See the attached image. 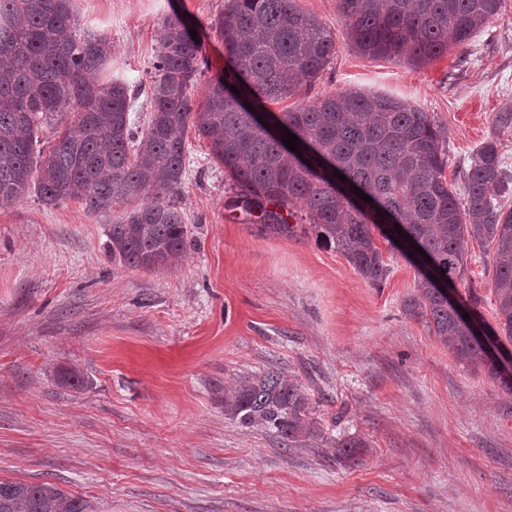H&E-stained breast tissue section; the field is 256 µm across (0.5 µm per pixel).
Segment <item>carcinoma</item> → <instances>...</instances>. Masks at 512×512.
<instances>
[{
	"label": "carcinoma",
	"mask_w": 512,
	"mask_h": 512,
	"mask_svg": "<svg viewBox=\"0 0 512 512\" xmlns=\"http://www.w3.org/2000/svg\"><path fill=\"white\" fill-rule=\"evenodd\" d=\"M341 2L348 37L360 53L414 65L468 43L501 4ZM212 27L224 42L227 72L209 82L195 109L191 89L204 65L199 41L190 35L195 26L176 13L165 19L154 73L142 90L150 117L139 131L131 119L139 90L123 77L103 75L108 39L79 32L72 0H0V53L6 57L0 64V207L31 189L47 204L80 200L94 214L139 197L138 206L112 221V259L132 268H166L186 247L187 224L174 196L186 168L181 132L192 126L234 182L237 195L228 207L259 218L265 229L292 234L290 208L300 205L317 238L377 287L390 273L373 234L379 230L389 252L408 258L420 275L405 311L512 396V378L438 285L465 279L466 239L492 248L499 319L493 334L512 345V171L497 141L483 142L471 156L459 199L448 189L447 160L429 113L386 94L345 90L276 116L279 127L301 141L293 152L227 88L259 103L292 96L295 78L312 84L329 63L331 32L296 0H227ZM45 125L64 130L43 156L35 147ZM335 171L371 201L337 188ZM315 403L300 382L274 368L224 390L225 415L275 435L286 448L325 441L311 417ZM0 512H89V505L51 482L0 481Z\"/></svg>",
	"instance_id": "obj_1"
}]
</instances>
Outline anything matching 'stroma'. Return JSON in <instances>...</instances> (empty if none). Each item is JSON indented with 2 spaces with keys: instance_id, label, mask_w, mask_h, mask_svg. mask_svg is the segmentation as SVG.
<instances>
[{
  "instance_id": "obj_1",
  "label": "stroma",
  "mask_w": 512,
  "mask_h": 512,
  "mask_svg": "<svg viewBox=\"0 0 512 512\" xmlns=\"http://www.w3.org/2000/svg\"><path fill=\"white\" fill-rule=\"evenodd\" d=\"M224 3L74 0L133 84L153 69L165 18L188 13L208 59L197 106L226 65L211 27ZM297 4L336 52L267 111L351 89L393 95L439 125L454 193L489 137L512 168V129L492 125L512 109V0L421 66L359 53L340 0ZM185 147L187 246L168 268L113 260L112 213L81 201L30 192L0 208V481H49L94 512H512V396L405 314L416 268L393 254L377 288L312 231L263 230L228 208L230 177L207 142L190 129ZM467 249L465 283L496 326L493 261ZM270 367L307 388L327 433L363 447L286 448L225 416V387ZM73 368L80 384L65 379Z\"/></svg>"
}]
</instances>
